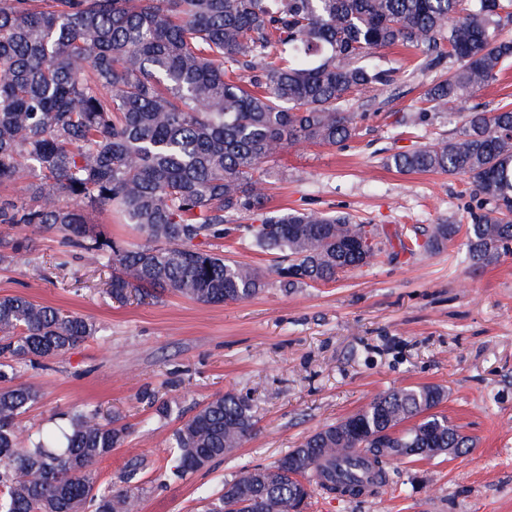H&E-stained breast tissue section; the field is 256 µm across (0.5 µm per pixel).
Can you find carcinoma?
Returning a JSON list of instances; mask_svg holds the SVG:
<instances>
[{"instance_id": "obj_1", "label": "carcinoma", "mask_w": 512, "mask_h": 512, "mask_svg": "<svg viewBox=\"0 0 512 512\" xmlns=\"http://www.w3.org/2000/svg\"><path fill=\"white\" fill-rule=\"evenodd\" d=\"M422 51L448 61L429 107L471 96L512 59V0H0V189L28 170V197L0 196V224L61 235L112 270L110 295L149 290L207 305L238 302L268 274L213 251L228 218L249 246L288 261L286 288L329 283L371 263L369 224L340 212L264 211L265 164L293 144L340 145L356 136L354 91L388 87L396 71L367 61L372 49ZM402 172L466 176L491 208L466 226L434 224L397 237L400 250L439 251L464 234L476 263L512 245V108L464 115L453 137L390 157ZM118 214L141 241L118 246L87 209ZM86 318L26 296L0 297V512H138L145 466H126L124 488L97 483L94 466L127 427L96 408L31 433L19 419L42 398L16 382L95 335ZM436 386L393 389L328 425L271 466L245 469L203 497L204 512H303L311 486L356 498L388 484L389 461L467 448L469 438L431 413ZM413 425L400 429L407 422ZM250 399L203 405L176 429L173 465L183 478L237 451L255 429Z\"/></svg>"}]
</instances>
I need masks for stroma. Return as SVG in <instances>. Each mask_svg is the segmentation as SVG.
<instances>
[{
  "mask_svg": "<svg viewBox=\"0 0 512 512\" xmlns=\"http://www.w3.org/2000/svg\"><path fill=\"white\" fill-rule=\"evenodd\" d=\"M372 60L400 70L375 91L343 144L287 147L269 163L270 211H340L395 234L405 227L467 224L487 205L468 178L402 172L388 156L454 136L459 111L429 114L414 127L396 119L414 110L442 69L416 68L413 50L394 46ZM0 239L23 242L0 261V296L22 294L87 318L98 329L47 366L22 369L19 382L43 397L21 418L47 429L62 413L98 406L129 433L95 466L123 485L126 462L151 463L139 512H198L201 496L243 468L268 466L325 425L389 390L442 388L435 412L471 440L455 455L402 460L380 497L346 500L314 493L307 512H512V252L472 266L464 237L438 253L396 252L387 240L371 265L335 282L284 290L277 276L260 294L205 305L175 293L120 303L107 273L52 232L0 224ZM247 396L256 427L238 450L181 480L162 476L175 430L216 396ZM169 401L160 417L149 396Z\"/></svg>",
  "mask_w": 512,
  "mask_h": 512,
  "instance_id": "1",
  "label": "stroma"
}]
</instances>
